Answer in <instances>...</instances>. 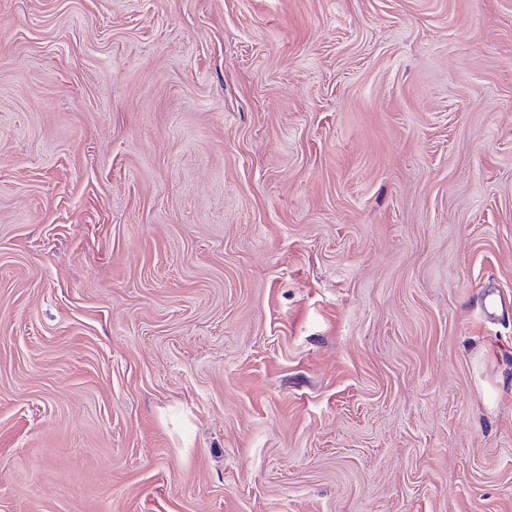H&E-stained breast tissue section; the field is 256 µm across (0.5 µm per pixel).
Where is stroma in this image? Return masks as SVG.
Instances as JSON below:
<instances>
[{
    "label": "stroma",
    "instance_id": "obj_1",
    "mask_svg": "<svg viewBox=\"0 0 512 512\" xmlns=\"http://www.w3.org/2000/svg\"><path fill=\"white\" fill-rule=\"evenodd\" d=\"M0 512H512V0H0Z\"/></svg>",
    "mask_w": 512,
    "mask_h": 512
}]
</instances>
